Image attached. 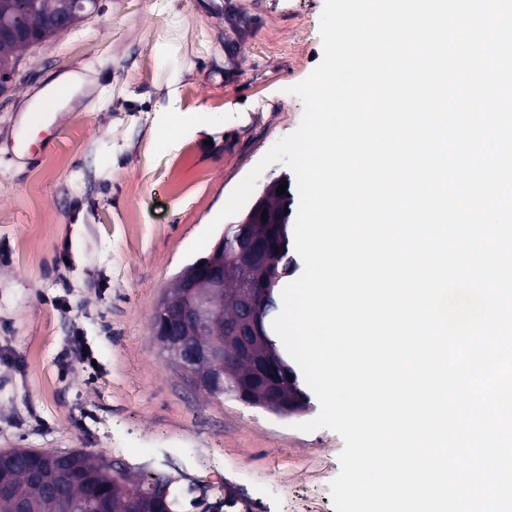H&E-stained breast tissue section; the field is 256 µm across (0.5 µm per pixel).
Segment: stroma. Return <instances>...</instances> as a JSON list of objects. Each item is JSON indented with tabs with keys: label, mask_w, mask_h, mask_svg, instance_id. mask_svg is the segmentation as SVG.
<instances>
[{
	"label": "stroma",
	"mask_w": 512,
	"mask_h": 512,
	"mask_svg": "<svg viewBox=\"0 0 512 512\" xmlns=\"http://www.w3.org/2000/svg\"><path fill=\"white\" fill-rule=\"evenodd\" d=\"M324 0H98L0 94V448L82 449L164 476L182 512H334L344 447L191 389L153 339L187 249L303 115ZM73 96L33 127L61 76ZM182 128L174 143L169 116ZM96 370L65 364L74 334Z\"/></svg>",
	"instance_id": "stroma-1"
}]
</instances>
